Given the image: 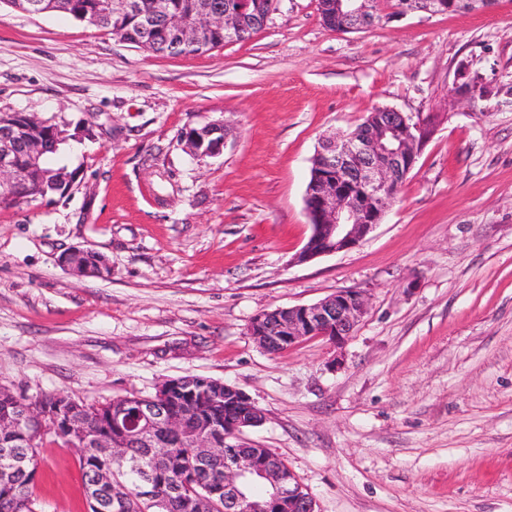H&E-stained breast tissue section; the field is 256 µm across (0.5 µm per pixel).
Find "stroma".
Listing matches in <instances>:
<instances>
[{"label": "stroma", "instance_id": "obj_1", "mask_svg": "<svg viewBox=\"0 0 512 512\" xmlns=\"http://www.w3.org/2000/svg\"><path fill=\"white\" fill-rule=\"evenodd\" d=\"M468 61L493 94L453 97ZM378 107L438 115L380 224L301 262L321 140ZM66 130L69 193L0 209V389L106 402L198 376L266 414L248 431L316 512H512V0L341 33L279 0L251 40L157 56L0 0V113ZM224 123L223 151L184 130ZM80 246L104 278L62 269ZM369 299L337 345L264 352L259 313ZM37 512H87L74 449L43 443ZM92 258L100 259L101 262L98 263L100 271H94L95 274L92 273L91 267H84L80 264V258ZM61 266H63L68 271L73 273L81 274V275H89L95 277H107L112 273V267L103 259L100 255H97L95 252L90 250L81 249L78 247H74L68 249L63 252L58 259ZM105 267L108 268L109 272L107 273Z\"/></svg>", "mask_w": 512, "mask_h": 512}]
</instances>
